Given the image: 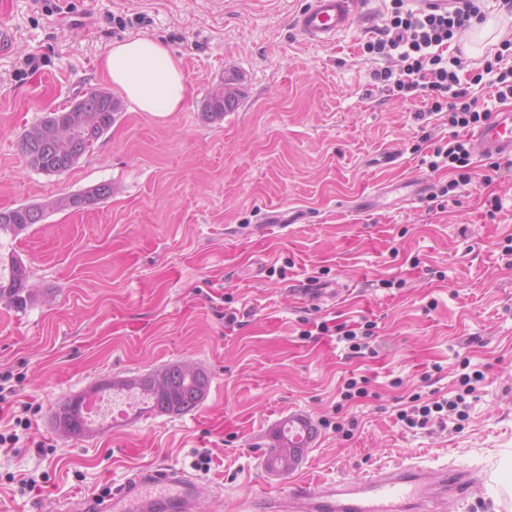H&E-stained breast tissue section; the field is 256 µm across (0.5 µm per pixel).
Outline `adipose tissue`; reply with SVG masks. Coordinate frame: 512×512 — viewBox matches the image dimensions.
<instances>
[{"label": "adipose tissue", "mask_w": 512, "mask_h": 512, "mask_svg": "<svg viewBox=\"0 0 512 512\" xmlns=\"http://www.w3.org/2000/svg\"><path fill=\"white\" fill-rule=\"evenodd\" d=\"M102 70L123 98L139 111L167 114L180 111L187 97L182 64L160 41L135 37L112 45Z\"/></svg>", "instance_id": "adipose-tissue-1"}]
</instances>
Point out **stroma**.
Listing matches in <instances>:
<instances>
[{"label": "stroma", "instance_id": "stroma-1", "mask_svg": "<svg viewBox=\"0 0 512 512\" xmlns=\"http://www.w3.org/2000/svg\"><path fill=\"white\" fill-rule=\"evenodd\" d=\"M306 3L0 0L13 33L0 55V210L112 186L96 205L0 238L35 296L22 311L0 301V372L17 390L0 432L22 407L31 419L27 439L0 447V512H62L66 499L164 465L191 473L197 512H238L288 489L262 462L294 415L318 426L298 466L311 484L448 465L474 478L459 512H512L497 479L512 457V174L493 220L477 157L446 208L402 200L401 183L427 181L433 194L450 181L422 163L424 135L445 136L448 123L417 121L420 102L372 88L363 46L388 23L390 2L357 0L350 32L319 45L290 22ZM134 37L181 60L183 108L155 115L122 101L68 171L30 167L25 130L109 90L100 63ZM231 73L236 111L207 119L210 93ZM308 279L334 299L304 300L297 286ZM323 320L372 324L370 354L350 358L336 335H307ZM466 360L489 370L458 429L398 422L414 395L454 396ZM174 363L211 376L192 412L133 410L77 439L55 429L58 402ZM353 376L368 379L367 398L342 399ZM203 455L206 471L194 467ZM29 477L39 488L21 494Z\"/></svg>", "mask_w": 512, "mask_h": 512}]
</instances>
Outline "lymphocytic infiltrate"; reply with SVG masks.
<instances>
[{
    "label": "lymphocytic infiltrate",
    "mask_w": 512,
    "mask_h": 512,
    "mask_svg": "<svg viewBox=\"0 0 512 512\" xmlns=\"http://www.w3.org/2000/svg\"><path fill=\"white\" fill-rule=\"evenodd\" d=\"M492 13L512 17V0H452L445 10H413L407 8L406 0H391L387 27L380 38L364 45L366 53L382 63L372 72L378 89L406 100H422L428 113L447 116L448 138L430 148L428 167L454 172L448 185L452 191L470 181L471 151L462 131L487 122L493 103L512 100V37L502 39L473 72L467 70L461 55L448 51L456 35L485 23ZM393 59L398 68L390 67ZM482 84L493 88L492 101L476 95V86ZM484 378L479 369L461 374V391L455 398L409 405L399 410L398 419L411 429L426 428L433 421L446 424L449 412L465 405Z\"/></svg>",
    "instance_id": "f902f5d3"
}]
</instances>
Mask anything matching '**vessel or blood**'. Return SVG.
Instances as JSON below:
<instances>
[{
    "instance_id": "b4317fda",
    "label": "vessel or blood",
    "mask_w": 512,
    "mask_h": 512,
    "mask_svg": "<svg viewBox=\"0 0 512 512\" xmlns=\"http://www.w3.org/2000/svg\"><path fill=\"white\" fill-rule=\"evenodd\" d=\"M356 0H308L292 19L311 44H324L352 26ZM482 157L512 156V113L497 112L471 136ZM468 480L454 469H441L427 481L418 465L380 469L359 481L339 480L320 487L291 484L284 494L265 501V512H446L465 496ZM197 487L183 471L157 467L139 471L114 485L95 504L70 503L71 512H194Z\"/></svg>"
}]
</instances>
